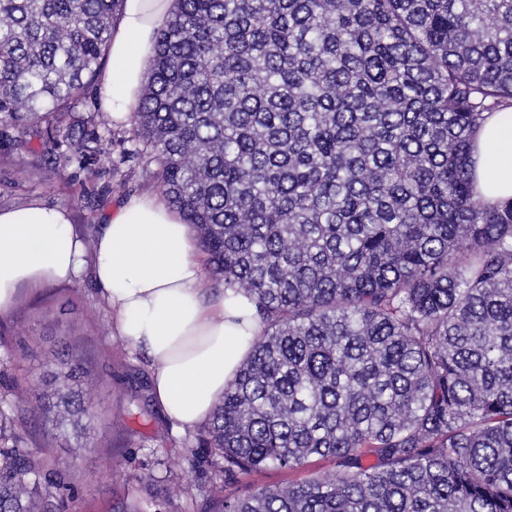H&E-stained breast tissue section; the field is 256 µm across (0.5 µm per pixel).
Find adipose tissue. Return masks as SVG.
Here are the masks:
<instances>
[{"mask_svg": "<svg viewBox=\"0 0 512 512\" xmlns=\"http://www.w3.org/2000/svg\"><path fill=\"white\" fill-rule=\"evenodd\" d=\"M173 0H126L110 43L112 67L99 89L116 121L128 122L146 80L154 34ZM477 189L488 201L512 198V113L485 123L475 154ZM90 270L109 308L113 335L145 352L152 391L183 431L208 420L250 350L259 320L241 294H202L205 272L193 231L151 194L132 197L86 248L66 209L33 203L0 208V313L21 285L70 283Z\"/></svg>", "mask_w": 512, "mask_h": 512, "instance_id": "1", "label": "adipose tissue"}]
</instances>
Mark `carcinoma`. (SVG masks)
I'll list each match as a JSON object with an SVG mask.
<instances>
[{"label":"carcinoma","instance_id":"cac0c4a2","mask_svg":"<svg viewBox=\"0 0 512 512\" xmlns=\"http://www.w3.org/2000/svg\"><path fill=\"white\" fill-rule=\"evenodd\" d=\"M125 0H0V122L62 112L82 164L112 135L86 96ZM119 163L154 175L210 278L261 330L196 435L208 512H512V201L475 188V135L512 110V0H174ZM89 370L0 393V512H65ZM334 470L247 495L266 468ZM144 486L108 512H149Z\"/></svg>","mask_w":512,"mask_h":512}]
</instances>
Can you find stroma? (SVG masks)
<instances>
[{
    "label": "stroma",
    "mask_w": 512,
    "mask_h": 512,
    "mask_svg": "<svg viewBox=\"0 0 512 512\" xmlns=\"http://www.w3.org/2000/svg\"><path fill=\"white\" fill-rule=\"evenodd\" d=\"M132 130L129 123L114 126L98 160L82 167L74 161L54 163L40 155L39 142L27 128L9 129L7 136H0V208L34 202L59 205L83 237L94 236L110 206L161 193L153 167L116 162L122 140ZM100 298L96 283L85 274L71 283L21 288L15 307L0 314V337L15 351L0 376V388L25 384L47 371L57 348L71 343L94 376L95 419L70 473L68 512H105L134 486L136 476L147 473L156 477L151 512H198L185 499H167L161 483L169 471L187 481L199 479L193 434L175 428L160 408H152L150 416L139 415L132 392L139 382H150V362L144 352L113 335L108 314L97 308ZM332 469L330 460L314 457L301 472L269 468L243 476L238 488L246 492L282 485Z\"/></svg>",
    "instance_id": "1"
}]
</instances>
